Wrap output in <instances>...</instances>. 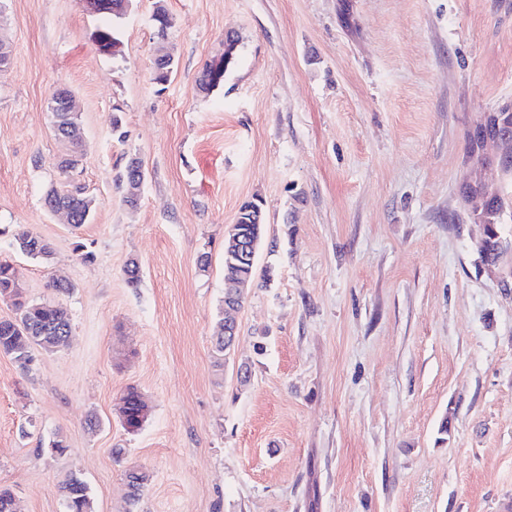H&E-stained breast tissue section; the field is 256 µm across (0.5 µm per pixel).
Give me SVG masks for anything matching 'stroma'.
Returning a JSON list of instances; mask_svg holds the SVG:
<instances>
[{"instance_id":"35a3bbf8","label":"stroma","mask_w":512,"mask_h":512,"mask_svg":"<svg viewBox=\"0 0 512 512\" xmlns=\"http://www.w3.org/2000/svg\"><path fill=\"white\" fill-rule=\"evenodd\" d=\"M107 23L112 56L91 39ZM230 32L236 59L200 94ZM0 36V261L72 325L29 368L0 353V485L21 512H66L73 473L95 512H512V252L482 262L465 198L496 190L512 241V173L470 139L512 105V0H131L113 20L82 0H0ZM163 46L176 67L160 86ZM63 86L93 201L79 227L45 204L64 186L47 109ZM132 155L134 208L116 182ZM252 199L271 280L220 365L224 237ZM21 229L49 259L16 249ZM130 387L150 405L134 433L118 413ZM133 466L151 480L132 507Z\"/></svg>"}]
</instances>
